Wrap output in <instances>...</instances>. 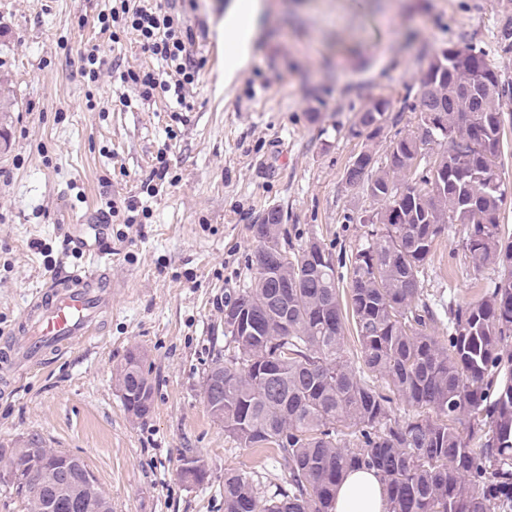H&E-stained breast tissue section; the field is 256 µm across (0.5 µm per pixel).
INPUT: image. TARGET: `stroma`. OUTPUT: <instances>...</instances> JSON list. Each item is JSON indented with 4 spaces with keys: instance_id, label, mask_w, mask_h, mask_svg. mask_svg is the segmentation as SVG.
I'll list each match as a JSON object with an SVG mask.
<instances>
[{
    "instance_id": "35a3bbf8",
    "label": "stroma",
    "mask_w": 512,
    "mask_h": 512,
    "mask_svg": "<svg viewBox=\"0 0 512 512\" xmlns=\"http://www.w3.org/2000/svg\"><path fill=\"white\" fill-rule=\"evenodd\" d=\"M129 6L175 7L204 66L186 106L163 91L142 99L123 71L153 64L136 33L113 21ZM232 0H0V78L15 98L0 148V337L32 292L62 266L88 262L66 225L92 224L112 259V306L90 341L0 386V446L39 437L82 457L112 512H224V476L246 472L265 495L287 472L271 449L243 448L210 414L203 377L228 352L224 303L245 288L257 243L251 225L280 208L295 246L314 236L350 251L375 208L345 169L362 148L348 133L378 97L390 102L382 139L415 129L408 97L432 56L464 42L483 50L512 90V0H264L260 34L225 70ZM98 47L101 76L82 56ZM168 174L154 190L153 168ZM449 225L423 276L440 310L473 303L501 268L474 271ZM140 353L154 393L143 419L125 411L113 377ZM201 457L202 485L178 476Z\"/></svg>"
}]
</instances>
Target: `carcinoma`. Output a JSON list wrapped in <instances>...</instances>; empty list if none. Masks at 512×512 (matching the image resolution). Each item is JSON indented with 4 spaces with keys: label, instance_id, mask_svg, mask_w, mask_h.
Instances as JSON below:
<instances>
[{
    "label": "carcinoma",
    "instance_id": "obj_1",
    "mask_svg": "<svg viewBox=\"0 0 512 512\" xmlns=\"http://www.w3.org/2000/svg\"><path fill=\"white\" fill-rule=\"evenodd\" d=\"M506 90L471 46L434 55L410 104L420 135L390 141L385 165L369 146V167L348 166L346 182L377 204L372 229L348 259V302L340 298L333 254L318 238L281 243L282 210L251 233L253 276L230 302L260 323L258 335L224 329L233 352L224 365V411L214 418L243 448H272L287 468L273 497L246 473L224 475V512H331L350 470H372L386 512H512V234L499 224ZM390 101L360 113L350 135L372 142L386 128ZM450 224L465 226L472 269H503L475 303L448 308V344L421 301V275ZM360 358H345L346 321ZM369 372L418 410L403 422ZM119 390L153 397L143 358L129 353L115 371ZM350 430L354 441L345 439Z\"/></svg>",
    "mask_w": 512,
    "mask_h": 512
}]
</instances>
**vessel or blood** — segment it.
Segmentation results:
<instances>
[{
  "mask_svg": "<svg viewBox=\"0 0 512 512\" xmlns=\"http://www.w3.org/2000/svg\"><path fill=\"white\" fill-rule=\"evenodd\" d=\"M112 306L110 261L93 251L89 265L60 271L35 293L21 327L0 339V369L21 373L44 361L50 351L68 348L95 332Z\"/></svg>",
  "mask_w": 512,
  "mask_h": 512,
  "instance_id": "vessel-or-blood-1",
  "label": "vessel or blood"
}]
</instances>
